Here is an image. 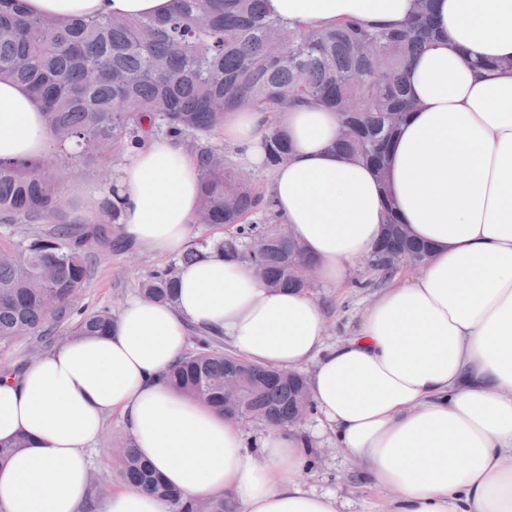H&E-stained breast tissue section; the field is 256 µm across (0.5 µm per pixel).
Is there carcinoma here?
<instances>
[{
  "mask_svg": "<svg viewBox=\"0 0 512 512\" xmlns=\"http://www.w3.org/2000/svg\"><path fill=\"white\" fill-rule=\"evenodd\" d=\"M163 18L98 17L66 21L29 15L22 0H0V80L24 85L43 107L53 134L39 160L0 159V224H35L16 240L0 237V343L21 336L49 341L92 336L116 320L109 309L88 313L76 302L89 279L98 249L129 253L120 233L123 211L109 188L100 213L75 218L62 209V186L73 170L103 171L112 153L141 144L152 132L177 140L200 159L197 226L204 236L141 281L139 295L175 303L180 268L213 249L247 257L253 245L275 272L268 285L306 290L309 264L292 237H282L272 198L254 178L221 159L214 143L224 114L248 107L275 114L299 105H320L340 117L338 148L385 176L378 156L417 104L406 94L408 62L431 44V0L396 27L355 20L329 27H291L264 10L265 0H173ZM265 166L273 170L290 153L284 131L270 123L264 138ZM263 217L257 228L250 217ZM385 235L391 255L376 256L367 270L387 281L402 267L427 259L429 248L405 233L392 204ZM177 392L212 406L236 421L254 418L286 429L288 406L311 415L314 404L303 376L258 368L224 353L211 336L168 370ZM117 475L145 488L168 512H230L222 498L188 497L162 483L130 446L114 451ZM106 482L90 472L81 512H100Z\"/></svg>",
  "mask_w": 512,
  "mask_h": 512,
  "instance_id": "cac0c4a2",
  "label": "carcinoma"
}]
</instances>
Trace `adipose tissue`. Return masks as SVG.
Wrapping results in <instances>:
<instances>
[{
    "label": "adipose tissue",
    "instance_id": "1",
    "mask_svg": "<svg viewBox=\"0 0 512 512\" xmlns=\"http://www.w3.org/2000/svg\"><path fill=\"white\" fill-rule=\"evenodd\" d=\"M61 19L159 17L173 0H24ZM303 28L357 19L394 24L413 0H267ZM436 41L406 79L420 104L392 139L387 172L341 153L336 113L295 106L229 113L219 132L243 167L264 164L269 123L292 152L267 193L312 261L339 288L380 241L387 202L430 257L376 293L352 332L328 342L325 301L266 287L248 262L209 252L181 268L174 305L129 297L112 329L76 336L0 378V441L25 448L0 468V512H80L88 452L107 415L159 476L233 512H340L309 486L313 437L234 420L172 390L164 375L190 331L223 337L260 367L306 374L318 430L387 493L388 512H512V69L474 71L470 55L512 58V0H434ZM52 140L25 87L0 81V158L38 160ZM124 234L176 254L198 210L200 162L150 138L114 177ZM103 512H166L142 489Z\"/></svg>",
    "mask_w": 512,
    "mask_h": 512
}]
</instances>
